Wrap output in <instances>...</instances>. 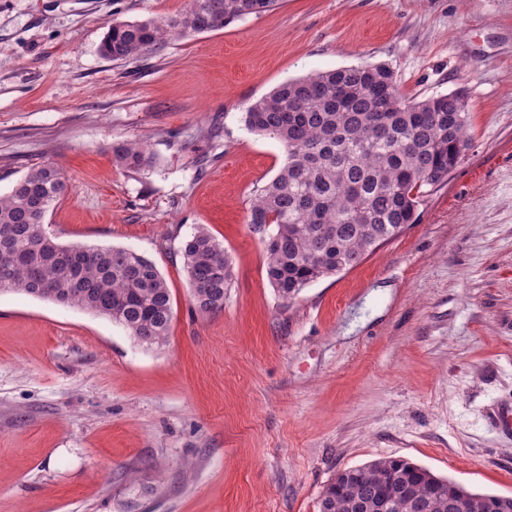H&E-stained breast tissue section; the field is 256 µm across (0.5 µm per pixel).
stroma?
Segmentation results:
<instances>
[{"label": "stroma", "instance_id": "stroma-1", "mask_svg": "<svg viewBox=\"0 0 512 512\" xmlns=\"http://www.w3.org/2000/svg\"><path fill=\"white\" fill-rule=\"evenodd\" d=\"M187 0H0V195L36 165L70 183L58 242L154 262L165 341L0 295V512H318L347 467L402 457L512 495V0H280L222 29L105 59L108 24ZM388 65L409 100L461 92L463 161L417 220L356 267L282 300L247 217L287 154L247 129L280 84ZM152 158L130 171L114 144ZM233 267L194 308L197 226Z\"/></svg>", "mask_w": 512, "mask_h": 512}]
</instances>
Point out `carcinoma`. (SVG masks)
<instances>
[{"instance_id":"carcinoma-1","label":"carcinoma","mask_w":512,"mask_h":512,"mask_svg":"<svg viewBox=\"0 0 512 512\" xmlns=\"http://www.w3.org/2000/svg\"><path fill=\"white\" fill-rule=\"evenodd\" d=\"M278 0H188L184 13L114 22L101 55L131 61L170 37L224 28L273 9ZM246 126L277 139L287 162L257 189L248 224L266 250V275L284 300L307 285L358 265L366 253L415 222L426 189L448 181L469 143L463 96L402 98L385 64L350 66L286 82L252 103ZM114 161L139 170L151 162L140 142L112 147ZM70 190L52 164L31 168L10 194L0 196V293L22 292L78 307L123 326L141 343L165 338L172 300L153 262L122 247L64 245L45 227L53 203ZM180 253L194 307L224 308L232 266L203 226ZM512 512V496L473 493L408 459L383 458L338 472L323 490L319 512Z\"/></svg>"}]
</instances>
